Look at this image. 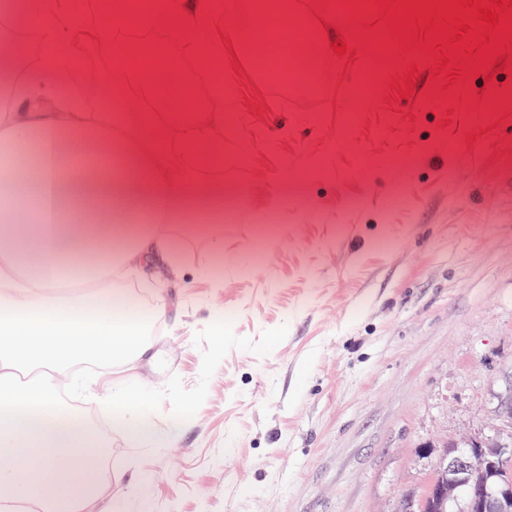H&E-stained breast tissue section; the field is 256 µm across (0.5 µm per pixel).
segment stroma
Returning <instances> with one entry per match:
<instances>
[{
  "label": "stroma",
  "instance_id": "obj_1",
  "mask_svg": "<svg viewBox=\"0 0 512 512\" xmlns=\"http://www.w3.org/2000/svg\"><path fill=\"white\" fill-rule=\"evenodd\" d=\"M80 2L98 28L79 47L88 78L129 89L135 46L113 39V0ZM213 3L218 151L201 165L176 139L159 148L186 183L247 204L203 235L160 225L175 252L107 283L120 305H164L145 355L56 381L126 477L103 482L92 512H402L432 473L426 445L508 430L512 78L492 66L447 85L425 54L400 57L384 20L303 0L349 51L326 52L321 93L292 109L237 35L259 23L255 0ZM411 60L415 87L393 97ZM270 211L275 230L259 237ZM140 415L152 435L137 440L125 422Z\"/></svg>",
  "mask_w": 512,
  "mask_h": 512
}]
</instances>
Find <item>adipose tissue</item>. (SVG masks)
<instances>
[{
	"label": "adipose tissue",
	"mask_w": 512,
	"mask_h": 512,
	"mask_svg": "<svg viewBox=\"0 0 512 512\" xmlns=\"http://www.w3.org/2000/svg\"><path fill=\"white\" fill-rule=\"evenodd\" d=\"M205 10L206 0H179L148 21L193 30L211 68L221 52L207 37ZM14 24L41 26L56 51L12 87L10 109L0 114V512H86L102 485L92 454L101 442L80 415L57 403L49 382L88 357L144 354L140 313L114 314L99 285L133 267L137 253L172 247L155 219L183 223V204L198 189L161 151L147 153L140 144L174 136L207 164L221 120L183 118L170 96L160 124L117 94L108 96V111H78L58 95L77 37L57 0H29ZM19 153L27 159L22 173L8 161ZM116 156L125 160L118 174ZM101 247L110 250L106 263L84 268L83 256ZM35 289L41 295L32 306L14 303ZM21 470L38 480L20 482Z\"/></svg>",
	"instance_id": "adipose-tissue-1"
}]
</instances>
